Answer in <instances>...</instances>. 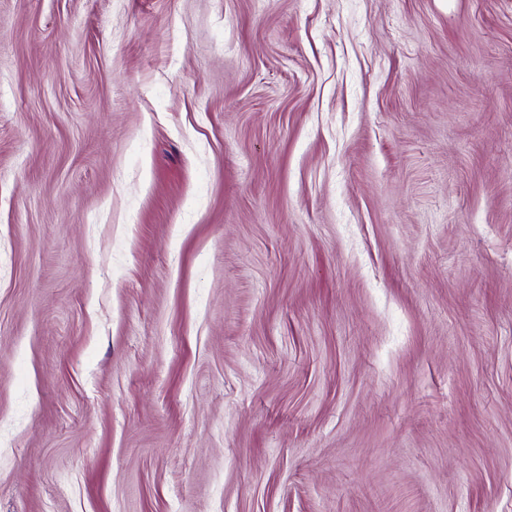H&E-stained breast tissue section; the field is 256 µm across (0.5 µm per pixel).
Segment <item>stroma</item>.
Masks as SVG:
<instances>
[{
  "label": "stroma",
  "instance_id": "obj_1",
  "mask_svg": "<svg viewBox=\"0 0 512 512\" xmlns=\"http://www.w3.org/2000/svg\"><path fill=\"white\" fill-rule=\"evenodd\" d=\"M0 512H512V0H0Z\"/></svg>",
  "mask_w": 512,
  "mask_h": 512
}]
</instances>
